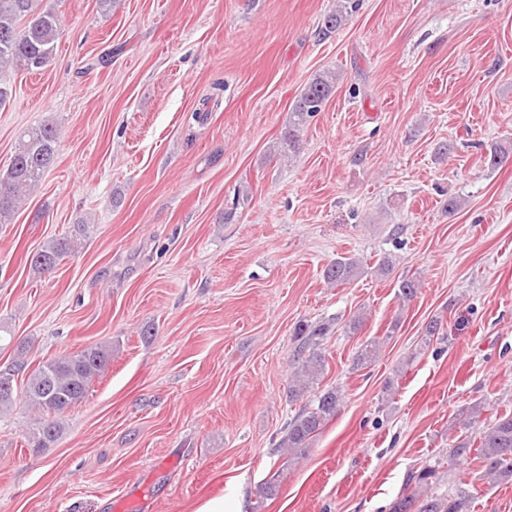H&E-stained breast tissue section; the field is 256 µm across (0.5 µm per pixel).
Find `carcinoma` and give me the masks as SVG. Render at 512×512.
Segmentation results:
<instances>
[{"label":"carcinoma","instance_id":"carcinoma-1","mask_svg":"<svg viewBox=\"0 0 512 512\" xmlns=\"http://www.w3.org/2000/svg\"><path fill=\"white\" fill-rule=\"evenodd\" d=\"M347 6L338 5L327 14L319 33L326 38L335 33L345 21ZM62 30L55 11L42 7L41 0H0V73L6 70L37 72L51 61ZM335 78L326 74L314 78L295 102L288 130L277 142V151L290 155L299 150L301 131L310 118L321 111L329 97ZM58 128L52 122L30 126L21 131L15 154L7 169L0 175V224L11 223L28 196L42 183L55 162ZM487 166L495 171L512 164V144L495 142L487 149ZM86 225H74V233L63 240H52L32 256L30 264L39 274L52 272L75 250L85 237ZM359 275V261L339 257L324 269V279L335 285L350 282ZM420 280L404 276L398 281V296L404 301L416 297ZM331 331V323L301 321L293 331L295 347V378L289 386V400L304 397L324 377L328 362L323 344ZM380 342L368 340L357 351L358 367L376 361ZM112 360V343H97L79 351L47 359L31 370L22 392H17L16 377L27 364L16 360L0 369V414L10 412L18 396L39 414L35 427L24 434V443L38 453L57 440L63 428L60 416L81 404L88 396L93 382ZM342 402L336 387L324 388L315 394L314 403L299 409L288 419L282 430L278 447L288 450V463L302 458L310 442L322 433L339 411ZM483 406L475 404L459 414V424L465 428L482 427L478 440L463 439L452 446L451 459L474 457L484 466L487 477L512 480V413L502 414L493 423L482 425ZM438 468L428 464L409 473L404 492L393 503L391 512H470L474 496L465 489L448 494L433 492ZM283 469L266 478L255 512H261L263 500L274 496L280 487Z\"/></svg>","mask_w":512,"mask_h":512}]
</instances>
